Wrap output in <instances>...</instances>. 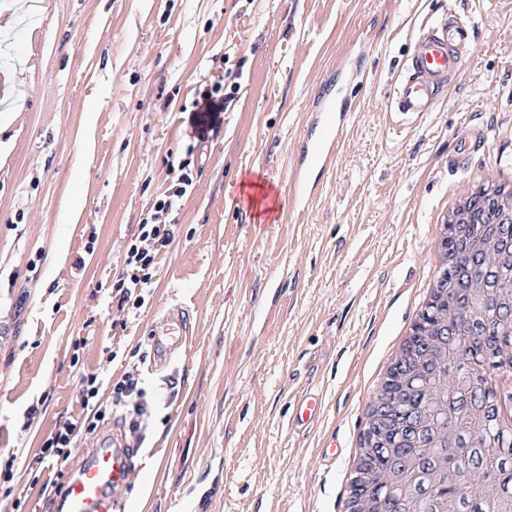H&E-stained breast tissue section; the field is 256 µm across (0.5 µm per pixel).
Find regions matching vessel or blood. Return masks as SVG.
I'll return each instance as SVG.
<instances>
[{
	"label": "vessel or blood",
	"mask_w": 512,
	"mask_h": 512,
	"mask_svg": "<svg viewBox=\"0 0 512 512\" xmlns=\"http://www.w3.org/2000/svg\"><path fill=\"white\" fill-rule=\"evenodd\" d=\"M475 41L474 25L453 18L425 27L415 35L404 76L398 81L389 105L395 122L416 120L433 108L438 92L453 83ZM366 84L364 71L353 65L319 88L310 118L294 148L289 196L295 208L305 207L326 173L335 166L357 94ZM488 136V127L479 123L465 129L453 146L451 164L458 169L466 168ZM189 337L185 315L180 308H173L156 327L153 345L158 357L165 359L177 353L186 346ZM323 410L322 392L307 391L294 403L288 425L294 432H306L318 422ZM135 454V449L129 448L118 432L96 447L84 449L58 497L62 512H119L135 476Z\"/></svg>",
	"instance_id": "b4317fda"
}]
</instances>
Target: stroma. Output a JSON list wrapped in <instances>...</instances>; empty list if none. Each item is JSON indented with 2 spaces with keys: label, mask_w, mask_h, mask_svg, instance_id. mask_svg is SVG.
<instances>
[{
  "label": "stroma",
  "mask_w": 512,
  "mask_h": 512,
  "mask_svg": "<svg viewBox=\"0 0 512 512\" xmlns=\"http://www.w3.org/2000/svg\"><path fill=\"white\" fill-rule=\"evenodd\" d=\"M0 33V512H44L40 485L74 460L28 463L60 414L82 415L80 380L138 368L148 413L135 512H340L381 359L429 270L432 215L453 186L494 173L512 130V0H41ZM476 47L436 106L393 128L389 100L415 34L447 16ZM368 78L336 165L293 209L295 141L328 73L354 54ZM236 79L205 134L207 95ZM489 139L448 165L471 122ZM187 163L143 305L118 316L125 244ZM194 327L156 365L152 324L173 304ZM324 394L317 425L290 431L291 403ZM38 405L28 419L30 405ZM343 459L326 465L332 440Z\"/></svg>",
  "instance_id": "stroma-1"
}]
</instances>
